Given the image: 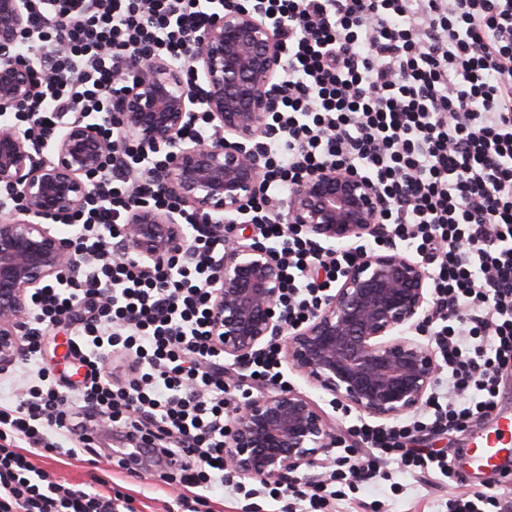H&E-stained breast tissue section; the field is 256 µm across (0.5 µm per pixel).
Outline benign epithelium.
Instances as JSON below:
<instances>
[{
	"mask_svg": "<svg viewBox=\"0 0 512 512\" xmlns=\"http://www.w3.org/2000/svg\"><path fill=\"white\" fill-rule=\"evenodd\" d=\"M27 23V0H0V185L19 200L0 220V371L24 355L32 295L63 270H79L70 242L44 220L83 208L94 195L89 176L120 143L133 142L143 156L172 153L158 178L161 194L225 225L209 328L234 366L276 341L291 368L349 410L391 420L426 404L439 370L436 355L408 336L431 304L423 262L395 246L363 253L306 322L290 325L278 303L283 279L272 251L236 235L234 224L250 214L266 171L257 144L286 63L276 30L254 12L227 5L186 44L179 65L130 53L115 75L135 74L131 87L113 96L116 139L102 137L77 113L38 157L32 136L7 118L31 93L25 66L9 57ZM185 68L201 72L200 88L187 89ZM195 104L230 139L186 143L182 130ZM387 207L373 181L324 165L292 184L276 213L279 223L333 247L377 233ZM189 245L177 211L140 199L132 204L128 252L149 260L182 254ZM336 439V424L308 396L279 388L250 400L232 419L224 463L236 474L286 484Z\"/></svg>",
	"mask_w": 512,
	"mask_h": 512,
	"instance_id": "1",
	"label": "benign epithelium"
}]
</instances>
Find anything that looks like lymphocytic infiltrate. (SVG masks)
I'll list each match as a JSON object with an SVG mask.
<instances>
[{
    "mask_svg": "<svg viewBox=\"0 0 512 512\" xmlns=\"http://www.w3.org/2000/svg\"><path fill=\"white\" fill-rule=\"evenodd\" d=\"M214 0H31L17 52L32 94L18 108L36 142L72 112L96 114L114 134L113 72L138 50L181 61L188 38L215 18ZM279 29L287 63L278 105L261 144L268 171L252 201L259 233L276 248L282 298L304 321L341 271L377 243L414 252L430 268V340L448 368L445 388L422 414L381 428L354 425L337 469L320 480L271 487L288 512H337L348 492L376 482L382 464L452 478L447 453L413 447L488 420L500 377L512 370V0H240ZM339 166L371 179L389 199L379 241L340 248L279 227L274 206L312 170ZM159 158L120 144L93 175L88 209L57 216L81 260L79 279L61 274L33 297L29 360L12 395L0 399V512H135L122 492H87L49 480L46 454L99 460L100 422L159 453L181 492L178 512H200L226 481L224 433L254 389L277 385L280 350L252 355L236 384L208 311L224 228L192 212L181 220L190 246L151 264L116 253L133 196L163 201ZM71 328V352L86 368L65 392L41 366L42 344Z\"/></svg>",
    "mask_w": 512,
    "mask_h": 512,
    "instance_id": "f902f5d3",
    "label": "lymphocytic infiltrate"
}]
</instances>
